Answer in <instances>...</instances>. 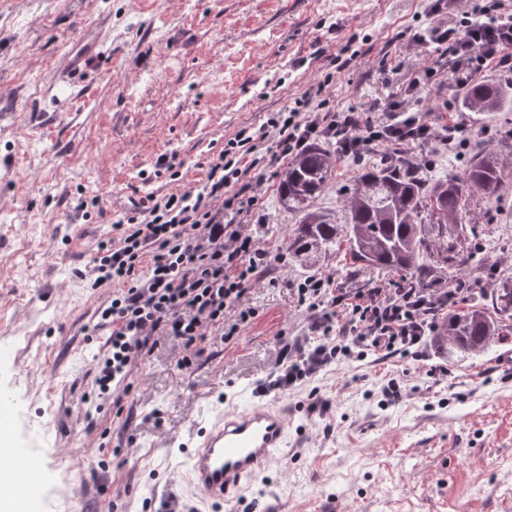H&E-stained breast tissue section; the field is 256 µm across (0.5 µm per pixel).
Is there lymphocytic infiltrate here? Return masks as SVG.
Instances as JSON below:
<instances>
[{"label":"lymphocytic infiltrate","mask_w":512,"mask_h":512,"mask_svg":"<svg viewBox=\"0 0 512 512\" xmlns=\"http://www.w3.org/2000/svg\"><path fill=\"white\" fill-rule=\"evenodd\" d=\"M463 26L431 21L413 41L431 40L447 46L457 82L468 86L476 73L492 68L512 80V0H466ZM462 129L433 126L422 113L396 120L384 116L361 118L354 109L323 112L310 101L297 110L270 113L258 131L243 129L231 138L205 185L161 197L148 195L121 219L118 240L101 244L89 286L116 284L109 303L97 312L112 327L107 353L97 379L101 394H109L115 379L130 374L133 364L158 336L182 340L193 349L205 340L208 329L225 324L224 311L238 310L228 335L246 327L253 315L244 297L257 280L269 251L265 241L244 225L224 219L225 213L250 215L256 197L234 191L246 170L264 166L266 144L275 156H290L317 137L335 138L344 155L360 159L371 148L382 155L407 157L414 144L435 139L456 150ZM326 281L306 280L297 290L299 305L312 313L320 334L312 348L283 344L280 370L269 389H290L337 355L354 349L411 351L433 328L434 297L399 288L359 290L350 297L349 319L342 334H335V312L325 306Z\"/></svg>","instance_id":"lymphocytic-infiltrate-1"}]
</instances>
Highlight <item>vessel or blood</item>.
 <instances>
[{
    "mask_svg": "<svg viewBox=\"0 0 512 512\" xmlns=\"http://www.w3.org/2000/svg\"><path fill=\"white\" fill-rule=\"evenodd\" d=\"M105 26L85 24L65 52L58 82L70 85L104 58ZM288 444V411L265 403L233 408L214 418L187 452V476L207 503L236 512L243 490L263 477Z\"/></svg>",
    "mask_w": 512,
    "mask_h": 512,
    "instance_id": "vessel-or-blood-1",
    "label": "vessel or blood"
}]
</instances>
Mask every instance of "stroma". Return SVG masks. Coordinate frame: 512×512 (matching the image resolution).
<instances>
[{
    "label": "stroma",
    "mask_w": 512,
    "mask_h": 512,
    "mask_svg": "<svg viewBox=\"0 0 512 512\" xmlns=\"http://www.w3.org/2000/svg\"><path fill=\"white\" fill-rule=\"evenodd\" d=\"M429 5L0 0V349L11 352L0 358V397L11 447L47 462L35 512H69L74 499L85 512L191 502L185 446L227 404L257 398L279 338L308 336L300 284L331 276L334 297L397 288L387 273L354 271L342 250L311 271L293 264L298 218L279 199L286 160L246 171L235 188L258 197L270 248L247 293L250 324L228 339L213 333L188 369L179 340L160 341L114 397H97L110 334L97 309L112 295L88 286L99 244L148 194L204 185L228 139L303 93L320 92L333 112L395 102L433 126H461V154L435 140L413 148L441 176L486 152L502 157L498 200L475 208L490 235L461 281L489 295L512 274V112L462 108L448 49L411 39ZM103 13L107 63L59 92L64 43ZM506 349L512 336L465 355L433 335L418 358L337 357L289 391L288 446L240 512H512V369L497 363Z\"/></svg>",
    "instance_id": "1"
}]
</instances>
